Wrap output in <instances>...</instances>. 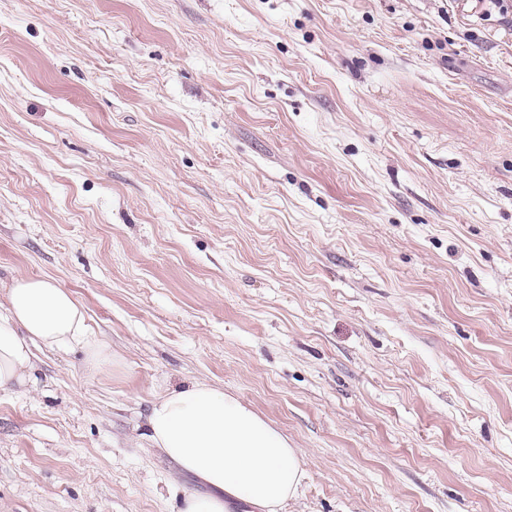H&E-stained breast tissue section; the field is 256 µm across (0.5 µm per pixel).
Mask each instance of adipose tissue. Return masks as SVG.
Here are the masks:
<instances>
[{"label": "adipose tissue", "mask_w": 512, "mask_h": 512, "mask_svg": "<svg viewBox=\"0 0 512 512\" xmlns=\"http://www.w3.org/2000/svg\"><path fill=\"white\" fill-rule=\"evenodd\" d=\"M0 310V389L29 382L30 346L82 350L89 372L111 361V345L90 335L82 306L42 277L13 278ZM147 438L184 472L207 485L185 492L180 512H227L233 499L259 512H282L296 498L304 471L296 448L223 387L195 381L169 389L150 405Z\"/></svg>", "instance_id": "adipose-tissue-1"}]
</instances>
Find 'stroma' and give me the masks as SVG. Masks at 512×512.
<instances>
[{
	"label": "stroma",
	"mask_w": 512,
	"mask_h": 512,
	"mask_svg": "<svg viewBox=\"0 0 512 512\" xmlns=\"http://www.w3.org/2000/svg\"><path fill=\"white\" fill-rule=\"evenodd\" d=\"M112 345L0 390V512H178L156 394L297 448L283 512H512V14L480 0H0V304Z\"/></svg>",
	"instance_id": "stroma-1"
}]
</instances>
